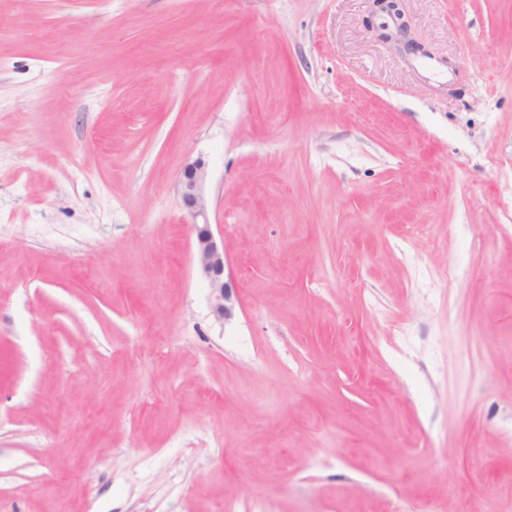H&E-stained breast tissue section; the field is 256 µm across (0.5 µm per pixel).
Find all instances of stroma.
Listing matches in <instances>:
<instances>
[{
	"instance_id": "1",
	"label": "stroma",
	"mask_w": 512,
	"mask_h": 512,
	"mask_svg": "<svg viewBox=\"0 0 512 512\" xmlns=\"http://www.w3.org/2000/svg\"><path fill=\"white\" fill-rule=\"evenodd\" d=\"M403 10L0 0V512H512V0ZM400 0H374L376 7L382 12H386L396 22L395 32L388 31L386 26L379 27V36L387 41L395 40L402 41V38L407 34V22L403 20V13L400 8ZM207 177L203 160L196 159L185 164L179 179V192L182 204L191 215V227L195 236L196 261L201 275L208 282L214 298L213 312L224 322L233 314V292L229 282L224 280V250H220L215 240L212 224L207 220L203 185ZM201 217L202 223L197 219Z\"/></svg>"
}]
</instances>
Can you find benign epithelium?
I'll return each instance as SVG.
<instances>
[{"label":"benign epithelium","instance_id":"obj_1","mask_svg":"<svg viewBox=\"0 0 512 512\" xmlns=\"http://www.w3.org/2000/svg\"><path fill=\"white\" fill-rule=\"evenodd\" d=\"M380 11L387 13L396 22L395 31L380 27V37L384 40L402 41L407 34V22L403 20L400 0H374ZM404 42V41H402ZM404 46L409 51H418L421 45L408 40ZM207 177L203 160L196 159L185 164L179 179V192L182 204L191 215V227L195 236L196 261L201 275L208 282L214 298L213 312L217 319L226 321L233 314V292L229 282L224 280V252L215 240L211 224L207 220L203 185Z\"/></svg>","mask_w":512,"mask_h":512}]
</instances>
